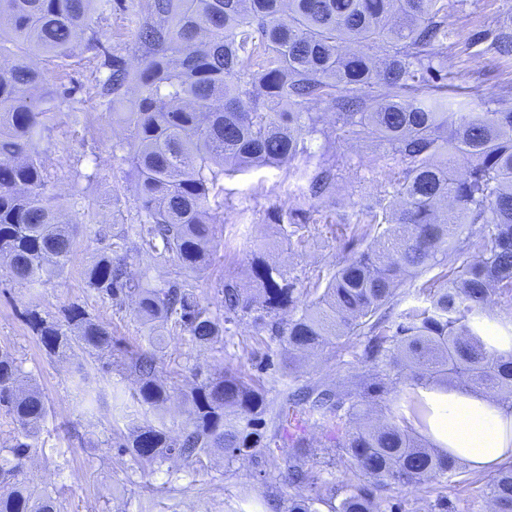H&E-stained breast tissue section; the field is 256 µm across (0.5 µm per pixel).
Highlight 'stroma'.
Returning a JSON list of instances; mask_svg holds the SVG:
<instances>
[{"mask_svg": "<svg viewBox=\"0 0 512 512\" xmlns=\"http://www.w3.org/2000/svg\"><path fill=\"white\" fill-rule=\"evenodd\" d=\"M123 2V8L112 9L98 21L106 34L102 48L83 47L63 63L42 65L50 90L62 97L65 91L74 93L73 99L63 97L57 127L43 142L52 173L49 190L62 201L72 190H80L100 219L80 218L71 260L54 284L30 288L0 267V349H9L32 375L49 407L38 441L40 451L29 461L26 477L46 488L61 512H286L294 491L288 483V455L297 440L310 446L309 472L337 487L351 477L330 433L313 421L299 417L283 423L275 445L261 449L256 457L230 460L216 451L189 468L172 460L136 465L117 447V438L144 422L178 433L187 418L179 395L188 388L196 368L210 374L228 367L245 370L262 385L274 411L282 403L283 391L292 386L319 383L351 388L365 369L343 343L292 361L279 341L257 332L247 319L230 325L223 342L212 346L175 334L167 339L160 361L172 399L167 409L157 411L137 402V385L120 366L101 371L99 363L83 352L67 360L48 356L28 322V310L55 319L63 306L75 302L103 323L121 348L144 345L148 337L133 305L119 310L101 301L89 288L86 275L91 258L111 244L113 222L131 223L137 210L130 166L118 147L123 135L118 115L128 111L129 103L122 100L114 110H105L94 83L105 53L120 55L131 65L139 55L132 33L148 0ZM444 14L452 35L434 52L438 84L447 86L452 97L481 100L493 109L511 107L512 58L496 54L491 43L497 30L512 27V0H444ZM74 102L81 107L76 118L69 113ZM338 147L343 162L336 173V191L320 205L315 223L299 230L296 243L287 241L270 219L273 208L291 204L293 168H253L219 181L215 253L201 280L213 311L223 309L224 281L252 289L249 265L254 256L287 268L301 291L310 281L328 279L340 262L364 250V242L353 238L351 227L367 220L377 201L393 198L397 160L385 145L343 139ZM78 363L100 372L105 390L122 391L124 408H114L108 397L89 406L71 382ZM464 477L461 483H440L432 492L394 486L380 490L379 496L384 503L399 504L401 512H487L484 492L491 473L468 471Z\"/></svg>", "mask_w": 512, "mask_h": 512, "instance_id": "35a3bbf8", "label": "stroma"}]
</instances>
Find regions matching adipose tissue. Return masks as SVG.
Returning a JSON list of instances; mask_svg holds the SVG:
<instances>
[{"label":"adipose tissue","instance_id":"adipose-tissue-1","mask_svg":"<svg viewBox=\"0 0 512 512\" xmlns=\"http://www.w3.org/2000/svg\"><path fill=\"white\" fill-rule=\"evenodd\" d=\"M433 410L431 439L462 458L472 470L512 465V408L490 396L458 389L425 391Z\"/></svg>","mask_w":512,"mask_h":512}]
</instances>
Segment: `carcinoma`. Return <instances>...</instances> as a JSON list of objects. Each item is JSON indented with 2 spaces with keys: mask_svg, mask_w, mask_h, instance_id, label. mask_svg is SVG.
I'll return each instance as SVG.
<instances>
[{
  "mask_svg": "<svg viewBox=\"0 0 512 512\" xmlns=\"http://www.w3.org/2000/svg\"><path fill=\"white\" fill-rule=\"evenodd\" d=\"M112 0H0V265L28 285L62 276L73 252L70 225L89 209L71 193L70 217L49 193L51 174L41 143L57 119L46 96L41 63L65 60L81 39L101 44L96 13ZM442 0H150L138 18L141 51L130 69L104 54L99 97L111 109L133 86L130 111L118 114L138 200L136 222L112 234L109 250L87 269L89 287L122 308L130 300L148 325V344L124 352L138 384L137 400L160 408L170 399L158 376L162 339L178 328L206 345L224 324L245 318L288 348L311 354L345 339L370 375L347 391L304 385L285 396L276 417L300 413L335 433L341 458L358 483L328 485L304 469L302 440L289 456V484L310 494L288 496V512H382L376 492L391 484L417 487L462 474L463 463L426 441L431 409L423 390L461 386L512 399V350L496 348L486 321L512 334V318L496 319L492 302L512 310V108L476 111L429 91L432 50L448 36ZM388 48L377 62L368 49ZM382 84L387 98L373 106L358 94ZM325 104L354 142H379L399 157L394 198L354 225L365 250L344 260L327 281L312 285L307 304L295 296L287 272L265 261L251 264L259 299L224 281V313L202 300L200 274L210 261L215 216L211 196L221 176L252 168L295 166L293 204L273 210L275 223L296 229L314 223L315 204L336 185V138L324 125ZM321 159L309 166L312 145ZM462 162L459 171L454 163ZM464 236L456 247L452 240ZM142 265L139 276L129 260ZM169 263L160 281L151 269ZM408 287L404 304L397 290ZM62 320L29 314V324L51 356L75 349L112 365V336L84 307L71 303ZM183 393L189 422L172 437L157 426H137L119 447L137 465L170 459L189 467L214 450L229 459L252 457L275 442L267 433L265 393L245 372L219 376L192 371ZM77 389L91 394L94 378L83 364ZM9 351L0 350V407L15 433L0 448V512H57L56 499L26 479L28 461L48 415L40 390ZM404 398L377 419L368 407L392 386ZM495 512H512V467L486 486Z\"/></svg>",
  "mask_w": 512,
  "mask_h": 512,
  "instance_id": "carcinoma-1",
  "label": "carcinoma"
}]
</instances>
